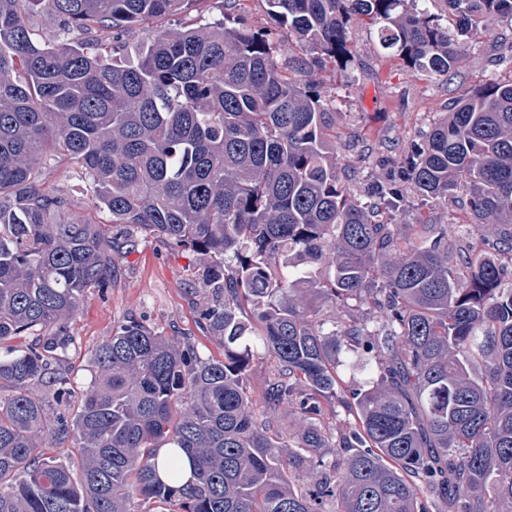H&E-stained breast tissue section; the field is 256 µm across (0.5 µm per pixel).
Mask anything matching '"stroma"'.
<instances>
[{"mask_svg": "<svg viewBox=\"0 0 512 512\" xmlns=\"http://www.w3.org/2000/svg\"><path fill=\"white\" fill-rule=\"evenodd\" d=\"M479 45L460 62L453 81L419 77L400 66L377 44L375 29L353 22L350 33L358 54L350 71H318L324 90L335 93L340 159L374 171L378 160L394 162L430 125L445 115L456 87H472L512 74V23L491 18ZM192 258L147 236L137 251L119 262L104 289L89 290L71 326L64 358L75 389L91 381L90 351L114 325L137 319L176 342L190 341L201 355L221 348L196 321Z\"/></svg>", "mask_w": 512, "mask_h": 512, "instance_id": "stroma-1", "label": "stroma"}]
</instances>
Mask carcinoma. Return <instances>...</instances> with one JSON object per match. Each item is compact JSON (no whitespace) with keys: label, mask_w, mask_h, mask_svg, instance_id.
Listing matches in <instances>:
<instances>
[{"label":"carcinoma","mask_w":512,"mask_h":512,"mask_svg":"<svg viewBox=\"0 0 512 512\" xmlns=\"http://www.w3.org/2000/svg\"><path fill=\"white\" fill-rule=\"evenodd\" d=\"M203 2L0 0V344L43 336L0 359V512H512V75L458 95L361 194L315 78L348 70L364 17L446 79L512 0H264L260 24L220 0L221 21L154 26ZM36 15L84 38L45 40ZM49 160L85 173L105 221L76 217ZM412 199L427 210L395 223ZM144 235L193 257L223 353L124 321L78 394L72 322ZM171 441L192 469L163 480Z\"/></svg>","instance_id":"obj_1"}]
</instances>
